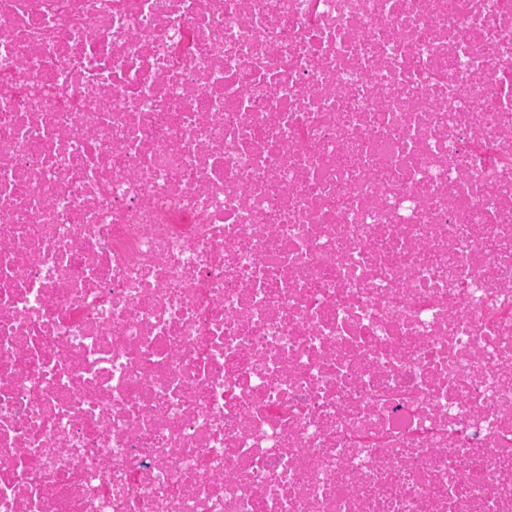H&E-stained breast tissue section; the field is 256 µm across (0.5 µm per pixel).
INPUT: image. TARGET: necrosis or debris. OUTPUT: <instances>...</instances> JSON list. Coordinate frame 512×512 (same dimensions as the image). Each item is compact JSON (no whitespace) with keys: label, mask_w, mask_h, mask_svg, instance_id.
<instances>
[{"label":"necrosis or debris","mask_w":512,"mask_h":512,"mask_svg":"<svg viewBox=\"0 0 512 512\" xmlns=\"http://www.w3.org/2000/svg\"><path fill=\"white\" fill-rule=\"evenodd\" d=\"M0 512H512V0H0Z\"/></svg>","instance_id":"4bbe7bcc"}]
</instances>
